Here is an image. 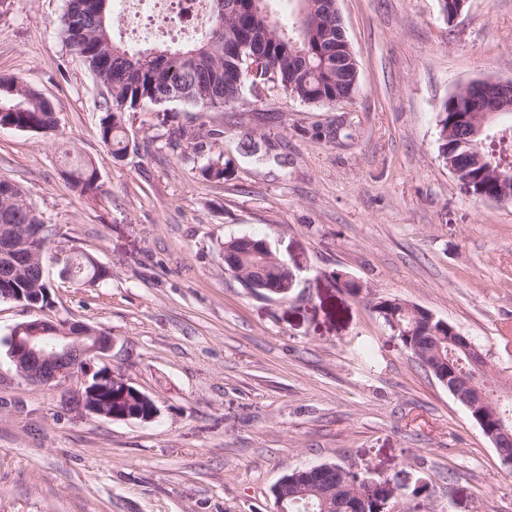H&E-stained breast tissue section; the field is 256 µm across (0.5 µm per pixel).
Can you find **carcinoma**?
<instances>
[{"instance_id":"1","label":"carcinoma","mask_w":512,"mask_h":512,"mask_svg":"<svg viewBox=\"0 0 512 512\" xmlns=\"http://www.w3.org/2000/svg\"><path fill=\"white\" fill-rule=\"evenodd\" d=\"M211 24L200 40L170 48L159 46L140 50L113 41L108 27L109 4L102 13L92 17L86 10V0H67L60 26L68 47L80 55L86 69L94 74L99 61L109 57V89L99 102L102 112L99 138L112 156L124 158L130 150V135L125 124L126 113L146 103L182 100L201 112L225 110L244 103V91L254 93L255 79L237 82L230 75L238 70L247 72L258 62L263 69L276 74L274 88L278 96L332 108L336 99L350 98L358 90L355 60L343 66L336 75L330 60L336 57V40L343 38L337 9L329 0H297L299 13L289 26L282 24L265 8L268 0H208ZM487 98L462 102L451 96L442 105L438 119L439 157L445 163L465 172L470 179L471 195L477 199L483 193L498 189L496 169L503 165L512 172V129L496 130L495 118L485 123L475 138L477 149L461 146L459 129L461 113L482 107ZM8 126L45 136L58 128L57 112L51 103L24 85L17 77H0V127ZM229 166L220 155L202 167L208 180L226 178ZM62 174L80 195H96L100 175L93 162L76 152H64ZM43 225L40 231L44 250L52 243L51 226L27 202L23 190L15 183L0 184V235H12V226ZM18 249L7 261L0 255V289L12 288L23 296V305L42 308L50 303V285L40 267L45 257L31 260L29 248L17 239ZM229 260L236 266V279L243 285L254 280L252 268L256 259L251 244L245 238L224 242ZM63 272L73 288L91 286L105 279L109 272L91 254L79 252L66 260ZM264 281L281 289L275 294L261 290L264 297L284 299L288 293V274L272 260L263 266ZM372 310L393 331L411 357L422 367L436 361L438 355L452 360L465 369L473 382L484 388L488 396L483 418L493 425L502 420L512 424V394L495 393L491 374L472 372L467 358L448 348L442 337L448 330L433 322L432 332L424 334L417 313L419 307L399 299H381ZM125 404L146 422L152 416V401L130 395ZM335 471L319 477L320 483L334 489L332 499H324L313 491L310 479L291 480L282 485L279 497L285 499L287 512H378V502L391 493L390 481L370 475L351 466L332 464Z\"/></svg>"}]
</instances>
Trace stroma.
I'll use <instances>...</instances> for the list:
<instances>
[{
	"mask_svg": "<svg viewBox=\"0 0 512 512\" xmlns=\"http://www.w3.org/2000/svg\"><path fill=\"white\" fill-rule=\"evenodd\" d=\"M66 0L0 5V74L40 93L56 134L0 128V179L55 236L45 311L0 301V512H276L293 470L352 464L430 483L412 512H512V467L370 304L398 298L446 321L512 385V204L480 201L438 156V114L459 87L512 80V0H337L359 66L334 109L297 100L264 120L171 100L127 113L136 142L99 139L101 87L61 33ZM205 125L201 149L183 132ZM340 126L336 141L317 130ZM91 159L102 198L75 193L62 153ZM224 156L229 176L200 169ZM286 261L284 299L224 270L233 237ZM108 280L72 288V252ZM367 286L354 296L336 272ZM112 334L116 377L148 394L149 422L61 412L66 390L17 376L5 340L41 317Z\"/></svg>",
	"mask_w": 512,
	"mask_h": 512,
	"instance_id": "35a3bbf8",
	"label": "stroma"
}]
</instances>
